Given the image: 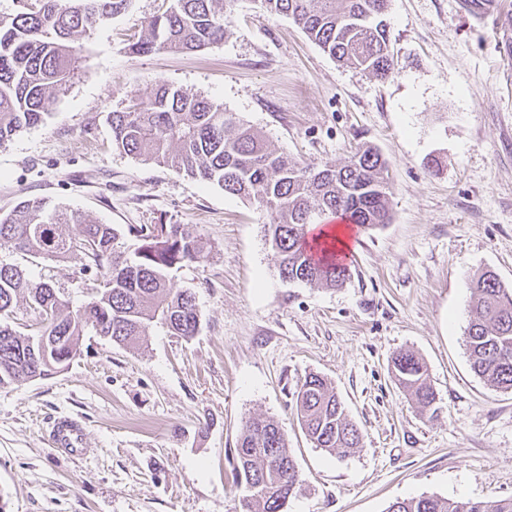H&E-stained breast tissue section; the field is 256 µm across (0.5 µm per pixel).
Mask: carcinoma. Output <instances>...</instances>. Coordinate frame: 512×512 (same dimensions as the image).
Returning a JSON list of instances; mask_svg holds the SVG:
<instances>
[{"instance_id":"1","label":"carcinoma","mask_w":512,"mask_h":512,"mask_svg":"<svg viewBox=\"0 0 512 512\" xmlns=\"http://www.w3.org/2000/svg\"><path fill=\"white\" fill-rule=\"evenodd\" d=\"M233 0H173L142 26L134 54L200 51L224 40ZM388 0H261L267 12L286 16L337 62L378 79L394 75L390 34L383 16ZM131 0H38L35 8L0 16V146L49 115L70 81L77 44L96 24L126 12ZM112 143L152 162L264 208L265 242L279 278L336 288L350 276L328 248L313 249L308 226L328 216L369 231L390 223L388 166L372 146L359 147L342 164L299 162L272 147L256 129L207 98L157 82L147 101L109 113ZM133 250L117 248L120 231L78 210L52 209L43 199L17 202L0 212V242L37 257L75 258L105 286L76 311L55 288L33 283L14 264L0 262V385L45 379L77 356L92 329L113 343L140 349L160 323L175 336L199 331L195 296L178 288L174 272L203 255L198 237L182 224H129ZM476 296L466 333L471 368L490 386L512 391V289L490 271L471 279ZM38 310L41 326L22 334L12 326L19 303ZM49 334L51 338L43 340ZM391 373L422 411L436 414V395L421 357L401 349ZM294 409L305 435L330 455L364 447L360 428L327 378L308 373L297 383ZM288 435L272 416L247 418L234 451L233 470L243 512H283L302 486ZM386 512H512V499L451 501L421 494L388 505Z\"/></svg>"}]
</instances>
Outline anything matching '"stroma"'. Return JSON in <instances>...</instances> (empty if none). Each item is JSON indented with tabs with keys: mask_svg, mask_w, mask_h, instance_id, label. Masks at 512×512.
Listing matches in <instances>:
<instances>
[{
	"mask_svg": "<svg viewBox=\"0 0 512 512\" xmlns=\"http://www.w3.org/2000/svg\"><path fill=\"white\" fill-rule=\"evenodd\" d=\"M480 20L464 0H389L395 74L342 65L258 0H236L223 42L197 52L128 49L170 0H132L94 25L51 113L0 147V210L26 198L103 224H182L204 257L177 287L196 295L186 340L155 325L146 350L95 331L48 379L0 386V512H238L232 456L249 416L275 417L303 486L284 512H385L424 493L512 496V393L470 368L469 280L493 271L512 289V64L498 38L512 0ZM200 94L291 157L340 164L358 147L388 162L392 221L353 230L350 277L337 288L283 282L256 204L116 149L108 115L156 81ZM0 261L49 283L71 309L95 293L79 260L0 245ZM427 363L439 416L396 385L393 354ZM317 372L364 435L344 458L313 447L294 412ZM79 418L91 453L54 450L50 421Z\"/></svg>",
	"mask_w": 512,
	"mask_h": 512,
	"instance_id": "obj_1",
	"label": "stroma"
}]
</instances>
